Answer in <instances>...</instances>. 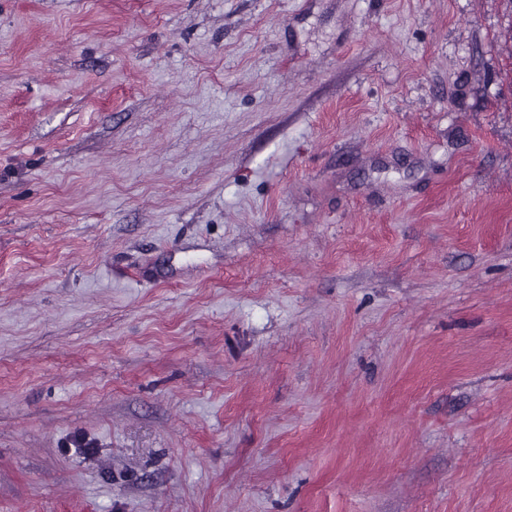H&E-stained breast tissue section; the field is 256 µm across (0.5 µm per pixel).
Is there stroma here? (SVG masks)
Instances as JSON below:
<instances>
[{"label": "stroma", "instance_id": "obj_1", "mask_svg": "<svg viewBox=\"0 0 512 512\" xmlns=\"http://www.w3.org/2000/svg\"><path fill=\"white\" fill-rule=\"evenodd\" d=\"M506 0H0V512H512Z\"/></svg>", "mask_w": 512, "mask_h": 512}]
</instances>
